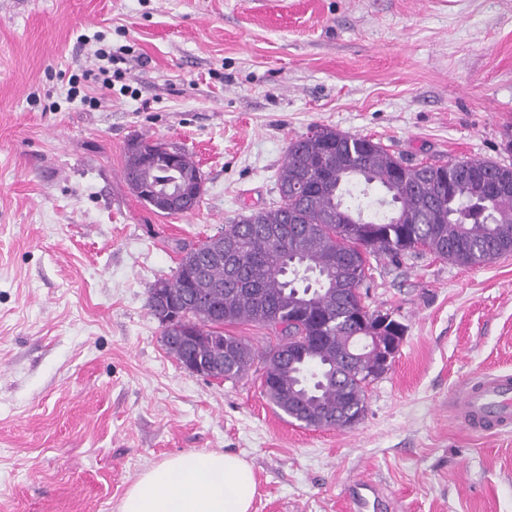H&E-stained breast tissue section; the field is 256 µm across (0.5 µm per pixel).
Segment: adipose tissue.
<instances>
[{
    "label": "adipose tissue",
    "mask_w": 512,
    "mask_h": 512,
    "mask_svg": "<svg viewBox=\"0 0 512 512\" xmlns=\"http://www.w3.org/2000/svg\"><path fill=\"white\" fill-rule=\"evenodd\" d=\"M257 481L242 457L195 450L142 471L120 512H251Z\"/></svg>",
    "instance_id": "1"
}]
</instances>
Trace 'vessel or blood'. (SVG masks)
<instances>
[{
    "instance_id": "1",
    "label": "vessel or blood",
    "mask_w": 512,
    "mask_h": 512,
    "mask_svg": "<svg viewBox=\"0 0 512 512\" xmlns=\"http://www.w3.org/2000/svg\"><path fill=\"white\" fill-rule=\"evenodd\" d=\"M454 410L471 431L491 432L512 425V375L489 373L463 387ZM349 497L354 512H379L381 493L372 481L354 480Z\"/></svg>"
}]
</instances>
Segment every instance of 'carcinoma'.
Masks as SVG:
<instances>
[{"instance_id": "obj_1", "label": "carcinoma", "mask_w": 512, "mask_h": 512, "mask_svg": "<svg viewBox=\"0 0 512 512\" xmlns=\"http://www.w3.org/2000/svg\"><path fill=\"white\" fill-rule=\"evenodd\" d=\"M166 158L127 149L124 178L166 179ZM379 188L391 212L363 217L352 197ZM279 202L241 214L181 257L161 279L167 299L195 328L185 344L161 331L166 352L210 360L212 337L231 353L225 380L254 366L276 412L307 428H351L366 410V386L379 377L377 356L355 362L359 318H377L363 302L370 257L398 261L425 251L466 268L512 255V165L465 158L407 164L367 136L317 126L288 144L277 177ZM249 322L277 333L263 351L224 326Z\"/></svg>"}]
</instances>
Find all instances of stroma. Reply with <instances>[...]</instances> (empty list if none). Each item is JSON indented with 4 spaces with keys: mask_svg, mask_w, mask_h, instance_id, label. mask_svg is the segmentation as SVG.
Here are the masks:
<instances>
[{
    "mask_svg": "<svg viewBox=\"0 0 512 512\" xmlns=\"http://www.w3.org/2000/svg\"><path fill=\"white\" fill-rule=\"evenodd\" d=\"M123 47L124 88L66 97ZM325 125L416 163H512V0H0V512H119L191 450L254 466L253 512H348L367 477L393 512H512V427L451 404L512 374V256L373 262L365 300L406 332L354 427L278 414L256 373L167 354L147 292L183 248L274 206L289 142ZM136 137L185 147L199 208L151 211L123 176Z\"/></svg>",
    "mask_w": 512,
    "mask_h": 512,
    "instance_id": "stroma-1",
    "label": "stroma"
}]
</instances>
